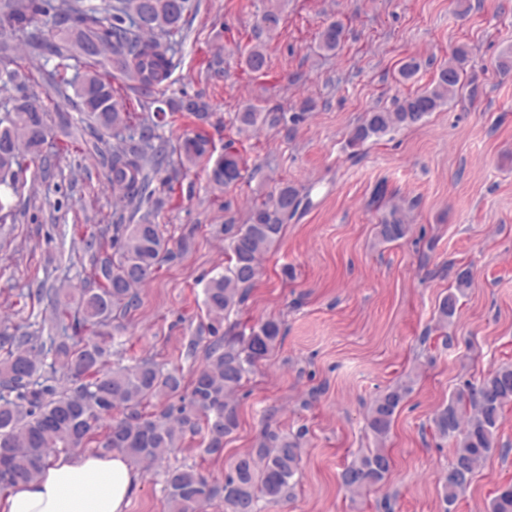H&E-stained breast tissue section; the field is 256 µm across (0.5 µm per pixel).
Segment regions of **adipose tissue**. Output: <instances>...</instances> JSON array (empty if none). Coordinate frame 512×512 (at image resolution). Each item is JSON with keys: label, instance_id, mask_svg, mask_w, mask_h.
I'll return each mask as SVG.
<instances>
[{"label": "adipose tissue", "instance_id": "adipose-tissue-1", "mask_svg": "<svg viewBox=\"0 0 512 512\" xmlns=\"http://www.w3.org/2000/svg\"><path fill=\"white\" fill-rule=\"evenodd\" d=\"M136 481L117 452L52 458L39 478L0 494V512H125Z\"/></svg>", "mask_w": 512, "mask_h": 512}]
</instances>
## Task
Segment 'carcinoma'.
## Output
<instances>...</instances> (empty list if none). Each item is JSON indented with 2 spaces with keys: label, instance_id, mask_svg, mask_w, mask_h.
Returning <instances> with one entry per match:
<instances>
[{
  "label": "carcinoma",
  "instance_id": "carcinoma-1",
  "mask_svg": "<svg viewBox=\"0 0 512 512\" xmlns=\"http://www.w3.org/2000/svg\"><path fill=\"white\" fill-rule=\"evenodd\" d=\"M188 0H114L112 22L102 9L85 0H59L52 6L57 22L64 25L61 42L46 37L36 26L45 12L44 0H0V27L9 31V42L23 43L43 60L56 90L68 87L77 97L75 106L92 122L99 136L112 139V148L100 153L98 143L89 151L101 154L107 181L118 190L132 213L153 199L155 177L169 164L166 144L159 130L176 112L210 122L209 105L197 98H168L153 112L136 114L117 96L112 81L97 70L102 60L151 97L169 79L176 37L182 35ZM343 27L328 24L320 33L319 48L334 51ZM466 48L456 49L432 88L408 94L391 109L364 115L348 132L347 145L360 149L398 129L422 127L463 87ZM83 60V69L67 75L65 61ZM245 63L256 73L267 67L262 44L248 51ZM0 92L9 94L11 107L0 116V211L19 194V171L27 161L43 156L53 130L48 110L30 96L19 70L0 69ZM280 117L246 105L234 115L237 131L249 134ZM186 161L213 162L210 181L224 187L243 178L244 161L231 148L212 159V143L203 134L186 137L178 145ZM299 190L280 184L269 199L252 206L248 223L224 225V272L204 287L203 306L209 320L207 335L192 338L187 354L203 347L201 363L185 378L177 368L167 369L152 357L130 365L110 363L117 337L109 332L140 304L139 289L165 261L174 260L183 248L169 246L160 225L144 216L135 224L98 227L81 239L90 255L91 272L84 286L72 294L62 288H40L51 323L22 336H0V490L18 482L37 479L50 453L60 448H83L99 428H104L99 447L123 454L142 464L168 458L186 435L204 432L205 453L219 458L224 442L239 425L237 393L258 365L267 359L284 337L283 325L267 318L251 327L250 334L235 333L226 324L243 305L261 274V258L279 241L290 206L299 204ZM413 232L401 210L394 208L375 227L382 243L400 244ZM471 286L462 271L448 286V294L436 308L435 328L443 329L458 314L459 299ZM410 388L396 386L378 394L370 404L366 423L373 447L359 449L344 465L340 481L351 495L386 483L393 459L385 448L392 427ZM512 410V362L505 361L471 381H465L439 406L429 420L431 437L452 442L451 460L443 483V512H455L459 496L472 483L480 463L501 451L500 426ZM302 464L298 437L265 429L256 448L236 458L215 483L195 465H166L164 495L168 512H262L263 504L291 498L298 485L295 476ZM490 512H512V483L492 491Z\"/></svg>",
  "mask_w": 512,
  "mask_h": 512
}]
</instances>
